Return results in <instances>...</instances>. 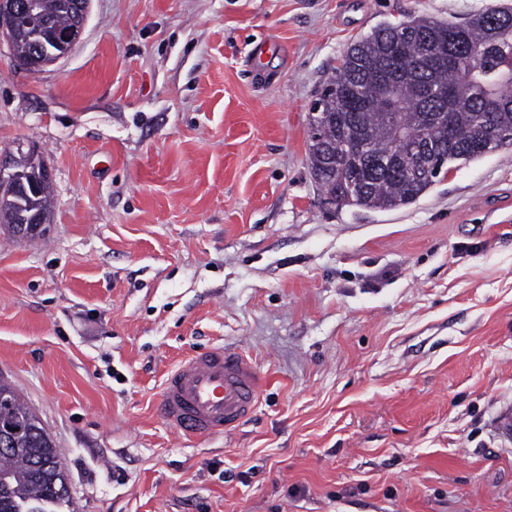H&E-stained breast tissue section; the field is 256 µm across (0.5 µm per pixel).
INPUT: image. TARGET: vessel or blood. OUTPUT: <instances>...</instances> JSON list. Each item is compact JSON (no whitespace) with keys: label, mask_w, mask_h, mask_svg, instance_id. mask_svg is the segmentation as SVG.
I'll use <instances>...</instances> for the list:
<instances>
[{"label":"vessel or blood","mask_w":512,"mask_h":512,"mask_svg":"<svg viewBox=\"0 0 512 512\" xmlns=\"http://www.w3.org/2000/svg\"><path fill=\"white\" fill-rule=\"evenodd\" d=\"M262 376L243 353L214 348L185 357L165 379L161 417L178 436H217L255 411Z\"/></svg>","instance_id":"vessel-or-blood-1"}]
</instances>
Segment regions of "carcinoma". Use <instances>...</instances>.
Masks as SVG:
<instances>
[{"instance_id":"1","label":"carcinoma","mask_w":512,"mask_h":512,"mask_svg":"<svg viewBox=\"0 0 512 512\" xmlns=\"http://www.w3.org/2000/svg\"><path fill=\"white\" fill-rule=\"evenodd\" d=\"M40 10L52 24L65 29L73 15L58 0H40ZM512 15V7H490L453 23L429 16H414L373 29L343 54L335 74L322 90L320 111L333 121L319 129L320 142L309 141L311 171L322 164L319 143L336 145L347 162L336 167V177L319 188L341 201L353 199L363 209L393 210L416 201L436 181L425 176L431 155L450 151L474 157L479 146H512V26L491 23L494 14ZM37 40L24 30L14 46L22 58L36 51ZM461 51L455 66L429 67L424 60L434 51ZM394 61L408 78L397 86L393 99L376 89L377 65ZM369 99L363 109L359 101ZM448 107V129L438 125ZM399 112L396 125H386L380 113ZM413 132L423 143L417 171L387 172L400 149V134ZM367 150L359 152L360 141ZM38 204L53 215L52 183L39 187ZM0 422L23 427L15 449L0 451V512H14L19 499L68 497L65 466L54 441L36 414L14 388L0 384Z\"/></svg>"}]
</instances>
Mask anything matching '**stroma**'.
Instances as JSON below:
<instances>
[{
	"mask_svg": "<svg viewBox=\"0 0 512 512\" xmlns=\"http://www.w3.org/2000/svg\"><path fill=\"white\" fill-rule=\"evenodd\" d=\"M512 0H91L33 75L0 45V150L35 142L46 236L0 230V376L66 464L65 512H512V147L392 211L314 183L346 48ZM235 349L264 386L210 438L166 374Z\"/></svg>",
	"mask_w": 512,
	"mask_h": 512,
	"instance_id": "1",
	"label": "stroma"
}]
</instances>
